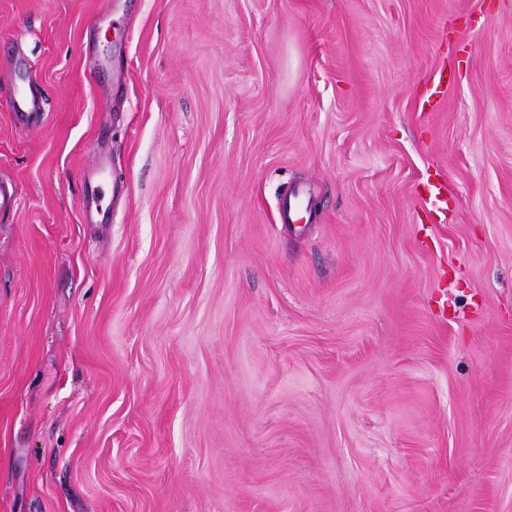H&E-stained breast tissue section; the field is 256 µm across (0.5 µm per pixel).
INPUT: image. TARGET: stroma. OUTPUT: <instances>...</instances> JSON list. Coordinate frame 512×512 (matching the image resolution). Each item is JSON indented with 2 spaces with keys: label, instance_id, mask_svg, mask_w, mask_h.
Wrapping results in <instances>:
<instances>
[{
  "label": "stroma",
  "instance_id": "obj_1",
  "mask_svg": "<svg viewBox=\"0 0 512 512\" xmlns=\"http://www.w3.org/2000/svg\"><path fill=\"white\" fill-rule=\"evenodd\" d=\"M0 182V512H512V0H0ZM24 85H17L9 100L13 112L22 119L36 118L43 109L42 99L29 96Z\"/></svg>",
  "mask_w": 512,
  "mask_h": 512
}]
</instances>
